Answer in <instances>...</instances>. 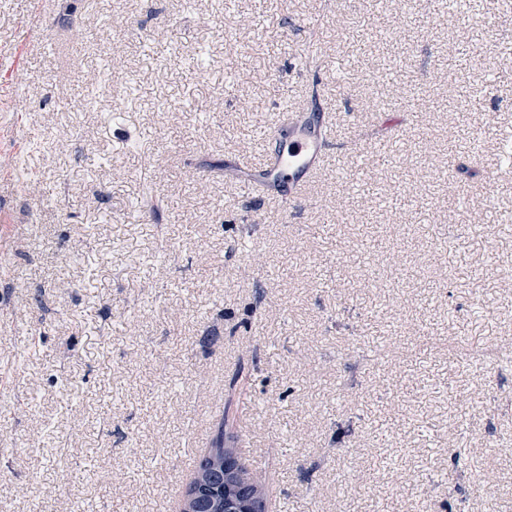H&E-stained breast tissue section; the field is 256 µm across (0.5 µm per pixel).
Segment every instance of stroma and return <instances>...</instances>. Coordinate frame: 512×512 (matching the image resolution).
Masks as SVG:
<instances>
[{
	"label": "stroma",
	"instance_id": "obj_1",
	"mask_svg": "<svg viewBox=\"0 0 512 512\" xmlns=\"http://www.w3.org/2000/svg\"><path fill=\"white\" fill-rule=\"evenodd\" d=\"M473 3L0 0V512H180L221 434L268 512H512V0ZM285 103L336 115L286 210L230 180Z\"/></svg>",
	"mask_w": 512,
	"mask_h": 512
}]
</instances>
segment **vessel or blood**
Returning a JSON list of instances; mask_svg holds the SVG:
<instances>
[{"instance_id":"obj_1","label":"vessel or blood","mask_w":512,"mask_h":512,"mask_svg":"<svg viewBox=\"0 0 512 512\" xmlns=\"http://www.w3.org/2000/svg\"><path fill=\"white\" fill-rule=\"evenodd\" d=\"M267 134L277 147L264 169L262 185L285 208L323 167L333 141L332 117L326 112L313 117L285 108L275 114Z\"/></svg>"}]
</instances>
